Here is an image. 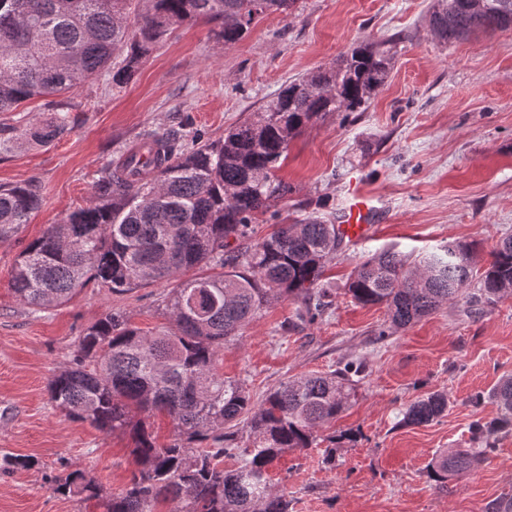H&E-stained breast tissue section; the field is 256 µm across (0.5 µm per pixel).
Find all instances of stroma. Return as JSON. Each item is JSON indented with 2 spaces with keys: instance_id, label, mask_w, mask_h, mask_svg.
I'll return each mask as SVG.
<instances>
[{
  "instance_id": "35a3bbf8",
  "label": "stroma",
  "mask_w": 512,
  "mask_h": 512,
  "mask_svg": "<svg viewBox=\"0 0 512 512\" xmlns=\"http://www.w3.org/2000/svg\"><path fill=\"white\" fill-rule=\"evenodd\" d=\"M433 0H298L290 15L270 13L232 45L218 46L212 25L176 26L133 79L108 75L61 96L35 97L0 112V131L25 129L56 107L70 130L49 144L26 142L0 154V184H35L41 205L13 238L0 242V458L30 467L0 473V512H104L101 501L64 496L57 481L73 470L121 493L135 468L129 435L70 419L50 401L49 379L72 366L83 331L104 313L122 311L143 331L165 329L166 287L121 295L86 288L70 303L36 309L11 288L20 251L48 225L85 206L102 168L129 146L174 132L191 146L223 137L261 111L279 89L336 59L362 40L395 38L387 83L364 111L331 112L288 146L277 175L291 192L278 203L298 217L312 200L341 216L352 192L378 206L379 222L351 238L325 272L332 295L322 320L292 328L295 305L271 302L224 350L220 370L245 382L254 400L281 381L363 363L364 378L343 414L316 444L284 453L268 474L287 493L290 512H486L512 497V432L477 469L446 489L425 468L445 448L471 445L469 425L496 418L487 398L512 374V296L487 314H468L464 299L405 329H391L385 306L354 302L346 284L364 257L392 249L419 255L451 242L475 246L483 272L500 238L512 235V30L442 43L429 31ZM390 329L387 338L379 332ZM447 392L439 421L404 426L405 408ZM484 394L481 406L472 396ZM341 430L358 439L323 463Z\"/></svg>"
}]
</instances>
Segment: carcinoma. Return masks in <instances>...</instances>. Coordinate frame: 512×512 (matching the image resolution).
<instances>
[{
  "label": "carcinoma",
  "mask_w": 512,
  "mask_h": 512,
  "mask_svg": "<svg viewBox=\"0 0 512 512\" xmlns=\"http://www.w3.org/2000/svg\"><path fill=\"white\" fill-rule=\"evenodd\" d=\"M297 0H142L134 30L127 0H0V112L37 96L63 95L98 78L117 51L124 66L112 83H128L140 61L175 26L204 19L219 45L247 35L270 12L288 14ZM433 35L451 42L475 31L512 28V0H434ZM393 39L363 40L284 86L254 117L224 131V139L181 149L176 137L155 135L127 149L101 171L84 207L51 224L15 259L17 298L37 308L68 303L91 285L124 294L169 284L165 314L173 328L147 333L120 312H106L80 337L74 366L48 382L51 402L76 421L106 433L130 432L137 469L130 486L105 496L76 469L58 481L61 494L103 501L105 512H152L155 502L186 504L190 512H288V496L268 480L283 453L312 447L318 433L346 409L360 364L311 372L271 389L260 402L236 379L219 373L224 345L274 299L296 303L294 317L313 322L332 306L320 287L343 245L339 225L320 216V203L301 219H283L255 243L251 225L288 195L276 171L288 145L327 112H358L386 82ZM69 113L0 138L8 151L32 138L47 144L69 129ZM30 185H0V240L18 233L40 206ZM470 245L450 242L414 260L391 250L357 263L347 292L363 306L384 305L391 326L404 329L459 297L481 316L512 294V237L474 274ZM197 273L182 280L190 270ZM498 416L470 426L475 448L443 449L426 465L428 478L448 480L478 468L497 451L494 435L512 430V375L489 394ZM448 394H427L403 412L401 424L432 423L448 411ZM165 411L177 435L159 446L145 419ZM231 423L247 445L232 447ZM240 452V465L224 457Z\"/></svg>",
  "instance_id": "obj_1"
}]
</instances>
